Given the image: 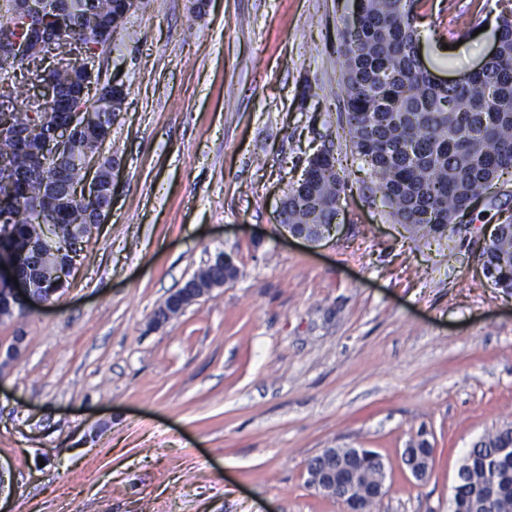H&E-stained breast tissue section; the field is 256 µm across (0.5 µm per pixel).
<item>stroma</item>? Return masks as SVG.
Segmentation results:
<instances>
[{
    "instance_id": "stroma-1",
    "label": "stroma",
    "mask_w": 512,
    "mask_h": 512,
    "mask_svg": "<svg viewBox=\"0 0 512 512\" xmlns=\"http://www.w3.org/2000/svg\"><path fill=\"white\" fill-rule=\"evenodd\" d=\"M512 0H419V57L451 81ZM356 0H144L100 56L127 89L112 211L70 286L0 319V512H344L307 484L326 448L386 464L371 512H448L461 457L512 424V294L471 239L414 241L340 126L337 29ZM484 20L479 34L458 16ZM330 147L351 192L310 243L277 221ZM512 215V170L464 214ZM235 280L156 323L216 253ZM427 440L415 479L404 448ZM96 472L88 482V472Z\"/></svg>"
}]
</instances>
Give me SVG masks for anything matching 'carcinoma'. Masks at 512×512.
Here are the masks:
<instances>
[{"mask_svg":"<svg viewBox=\"0 0 512 512\" xmlns=\"http://www.w3.org/2000/svg\"><path fill=\"white\" fill-rule=\"evenodd\" d=\"M68 10L73 27L66 38L79 35L92 45L112 43L104 27L125 9L124 0H47ZM14 0H0V34L26 37L25 22L14 17ZM415 0H359L356 20L339 30L341 92L346 101L345 127L352 150L369 166L375 191L389 216L415 236L451 238L470 233L457 218L487 196L500 174L512 168V13L496 18L497 50L481 73L460 85L433 83L418 60L420 34ZM96 147V138L79 136L70 147L68 181L83 178L81 159ZM0 159L18 169H40L37 177L0 184V213L9 215L12 235L7 243L19 273L36 280L46 298L63 290L73 240L86 243L92 229L85 224L91 202L72 199L52 211L50 222H36L43 206L44 180L54 162L17 150L0 140ZM350 190L339 159L324 148L308 158L302 178L284 195L288 227L316 238L336 223L339 201ZM55 237L59 260L44 266L39 254L45 232ZM480 259L494 287L512 292V216L498 224L481 249ZM193 278L208 287L223 274L207 265ZM512 448V425L485 433L466 453L450 500V512H512V497L488 499L487 473ZM361 473L372 481L378 473L377 453L364 450Z\"/></svg>","mask_w":512,"mask_h":512,"instance_id":"1","label":"carcinoma"}]
</instances>
